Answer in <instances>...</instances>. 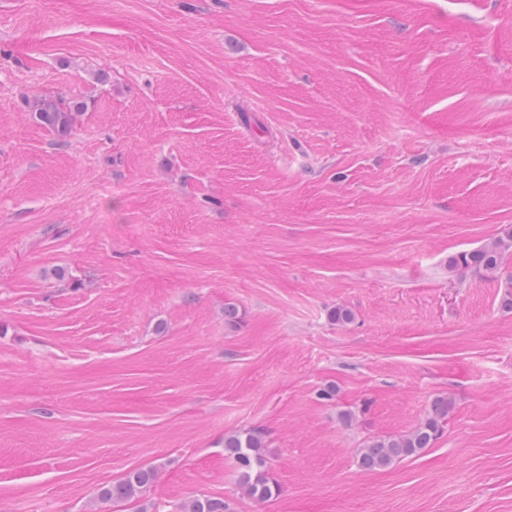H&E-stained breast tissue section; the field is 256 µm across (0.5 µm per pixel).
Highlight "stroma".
<instances>
[{
  "mask_svg": "<svg viewBox=\"0 0 512 512\" xmlns=\"http://www.w3.org/2000/svg\"><path fill=\"white\" fill-rule=\"evenodd\" d=\"M510 228L512 0H0V512H512ZM31 111L44 127L61 140L70 136L82 114L76 105H72L62 97L35 99ZM512 254V231L476 249L453 255L448 261L451 272L495 275L504 260ZM453 409L454 402L448 395L435 397L423 418L408 433L375 437L367 441L359 449L358 466L367 471L379 470L399 459L421 455L439 438ZM265 433L252 430L224 438V453L235 466L238 484L254 500L265 502L278 494L267 469ZM156 472L154 468L130 471L120 481L103 488L100 492L101 499L112 502L134 500L154 482ZM184 512H229V504L224 500L209 496H197L188 500Z\"/></svg>",
  "mask_w": 512,
  "mask_h": 512,
  "instance_id": "stroma-1",
  "label": "stroma"
}]
</instances>
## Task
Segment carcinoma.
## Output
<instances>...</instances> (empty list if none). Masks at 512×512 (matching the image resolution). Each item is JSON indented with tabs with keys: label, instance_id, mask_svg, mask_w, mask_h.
Returning <instances> with one entry per match:
<instances>
[{
	"label": "carcinoma",
	"instance_id": "cac0c4a2",
	"mask_svg": "<svg viewBox=\"0 0 512 512\" xmlns=\"http://www.w3.org/2000/svg\"><path fill=\"white\" fill-rule=\"evenodd\" d=\"M35 118L57 138L70 136L81 116L80 109L61 97L38 98L31 107ZM512 254V231L476 249L460 252L448 261L450 271L456 274L474 273L495 275L504 260ZM454 402L446 395L435 397L419 423L408 433L397 436L375 437L359 449L358 466L367 471L386 468L395 461L419 456L443 432ZM267 441L265 433L252 430L224 438V453L235 466L238 484L254 500L265 502L278 494V487L267 469ZM156 469L141 468L126 474L120 481L103 488L101 499L114 502L133 500L152 484ZM184 512H230L229 504L209 496L188 500Z\"/></svg>",
	"mask_w": 512,
	"mask_h": 512
}]
</instances>
